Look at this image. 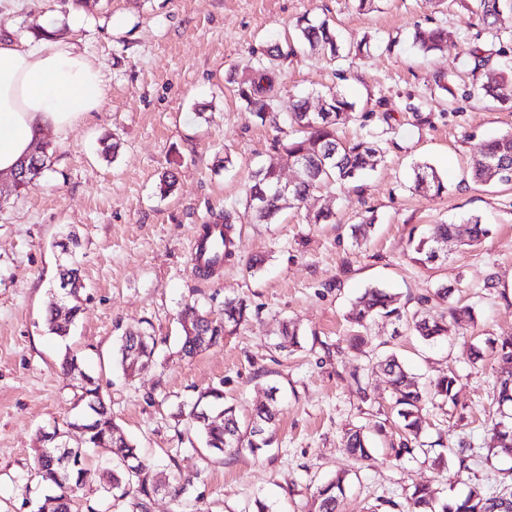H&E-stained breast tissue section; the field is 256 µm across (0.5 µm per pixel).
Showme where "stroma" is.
<instances>
[{
  "instance_id": "35a3bbf8",
  "label": "stroma",
  "mask_w": 512,
  "mask_h": 512,
  "mask_svg": "<svg viewBox=\"0 0 512 512\" xmlns=\"http://www.w3.org/2000/svg\"><path fill=\"white\" fill-rule=\"evenodd\" d=\"M47 12L76 16L80 26L59 37L81 41L104 66L106 97L99 112L76 127L66 144L43 140L50 167L34 184L0 185V512H31L27 487L44 432L65 428L69 447L79 432L66 429L78 412V381L63 372L64 352L96 377L117 423L161 477L172 469L190 477L182 500L155 496L151 512H251L255 500L274 512H301L309 493L346 473V512H394L417 484L453 495L464 483L495 489L512 457L475 459L470 471L431 466L427 455L396 457L401 429L378 365L381 353L400 355L422 381L451 372L456 405L429 408L423 442L490 441V395L497 362H469L472 346L512 336V183L474 182L469 175L480 144L512 132V103L477 94L469 52L480 47L496 68H512V11L498 25L501 43L481 25L462 22L463 0H0V36L25 37ZM331 18L344 43L372 38L368 53L335 64L297 52L281 61L283 86L274 109L287 115L297 97L331 88L356 104L355 121L341 135L371 133L386 147L384 162L362 188L333 186L317 202L333 219L309 224L289 209L271 224H239L232 255L209 276L198 275L190 246L201 224L241 206L252 172L273 158L280 132L246 109L236 84L266 46L284 41L299 17ZM448 32L443 52L423 56L413 45L417 27ZM449 75L448 89L435 83ZM435 168L446 190H415L413 169ZM178 182L160 195L161 175ZM480 216L491 232L475 247L448 245L445 263L414 262L410 237L432 224H461ZM374 219L366 243L351 227ZM76 235L84 311L66 340L49 335L46 309L64 258L62 232ZM266 259L262 271L247 268ZM383 286L409 310L445 312L449 304L475 309L465 335L438 346L410 329L376 321L365 353L348 348L352 302ZM453 288L445 300L437 288ZM228 298L247 301L245 324L194 358L176 352L178 316L185 304L219 314ZM297 323L299 351H277L284 321ZM146 328L160 340L156 359L123 375L116 350L125 331ZM222 386L224 399L248 418L280 389L278 441L266 452L231 459L179 440L182 404ZM378 436L371 460L360 463L342 448L348 429Z\"/></svg>"
}]
</instances>
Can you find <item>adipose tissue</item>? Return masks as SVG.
Returning a JSON list of instances; mask_svg holds the SVG:
<instances>
[{
  "mask_svg": "<svg viewBox=\"0 0 512 512\" xmlns=\"http://www.w3.org/2000/svg\"><path fill=\"white\" fill-rule=\"evenodd\" d=\"M41 43L0 40V178L10 179L46 133L66 141L100 110L105 75L99 60L74 40L56 38V14L40 19Z\"/></svg>",
  "mask_w": 512,
  "mask_h": 512,
  "instance_id": "adipose-tissue-1",
  "label": "adipose tissue"
}]
</instances>
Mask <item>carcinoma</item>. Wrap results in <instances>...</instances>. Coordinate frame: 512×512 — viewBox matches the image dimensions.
<instances>
[{
	"mask_svg": "<svg viewBox=\"0 0 512 512\" xmlns=\"http://www.w3.org/2000/svg\"><path fill=\"white\" fill-rule=\"evenodd\" d=\"M512 10V0H477L475 16L485 28L493 29L500 14ZM297 40L313 55L331 61L344 50L337 40L329 19H300L295 26ZM418 49L428 55L442 50L446 32L440 27L418 28L413 34ZM281 57L275 47L268 53V61H260L251 67L250 76L239 83L238 96L251 112L262 121L277 122L273 106L278 91V75L273 61ZM482 84L484 94L501 104L512 102V74L488 72ZM321 106L311 109L309 99L301 98L288 113L292 136L274 143L276 158L259 167L251 174L245 186L244 212L226 209L213 217V223L224 226V255L230 256L231 234L235 225L248 221L254 224H269L279 214L290 208H306L305 218L309 224H319L330 219L328 208L313 211L308 201L319 190L335 183H355L366 171L374 169L383 159V148L375 141L360 138L346 142L338 136L339 128L354 118L355 104L339 89H330L318 97ZM49 157L45 154L30 157L21 162L13 181L16 186L32 183L47 167ZM495 166L496 176H491L485 166ZM298 167L299 177L286 193H281V167L284 164ZM471 178L487 182L496 179L512 182V132H507L482 144L474 157ZM415 189L438 196L445 185L437 172L422 164L415 169ZM489 234L481 218L472 216L464 224H433L428 232L411 241L412 259L422 265H432L447 259V251L441 246L451 242L462 246H473ZM68 278L65 286L69 305L64 310L49 308L45 324L49 333L64 341L71 327L82 313L79 305L81 288L80 270L72 259L65 264ZM248 318V305L243 299L224 301L223 316L213 319L207 313L189 305L180 314L183 330L180 353L192 358L224 340V335L237 330ZM392 323H404L427 343L446 341L461 334L463 326L474 322L470 307L451 305L448 312L423 317L419 312L407 311L405 305L393 293L383 288H367L356 299L348 319L355 328L349 339V348L361 350L368 344L363 331L376 319ZM276 347L292 353L302 348L300 329L296 323L282 324ZM157 351L155 336L146 331H130L121 338L118 347L120 365L130 375L139 364L153 361ZM498 377L493 402L497 405L500 420L493 425L496 455L512 456V336L502 339L497 351ZM388 376L397 417L402 422L404 436L399 442L397 456L411 455L419 443L424 422L423 411L427 399L439 401V406L455 404L456 377L443 375L431 381L429 387H421L395 354L380 361ZM62 368L77 376L79 380V403L81 412L68 423L70 428H83L82 442L88 448H101L108 455L107 463L99 481L110 500L111 512H149V503L164 490L173 497L185 494L188 483L174 474L169 481H161L154 466L145 459L136 446L121 431L115 422L112 409L105 403L98 380L81 367L78 356L65 352ZM277 392L270 388L268 401L257 405L246 426L242 427L235 407L224 404V391L219 387H208L200 391L197 399L179 410L194 431L205 440L206 449L217 456L235 457L242 453H256L273 445L277 438ZM346 453L357 461H368L372 456V442L363 428L350 429L343 437ZM35 477L40 485L52 490L35 504L34 512H72L71 493L92 478L86 465V457L79 449L61 447L54 443L37 449ZM347 477L338 474L310 493L303 512H342L346 498ZM406 512H512V473L504 475L501 487L488 492L482 486L470 484L467 490L449 502H442L438 491L428 485H416L405 497Z\"/></svg>",
	"mask_w": 512,
	"mask_h": 512,
	"instance_id": "carcinoma-1",
	"label": "carcinoma"
}]
</instances>
